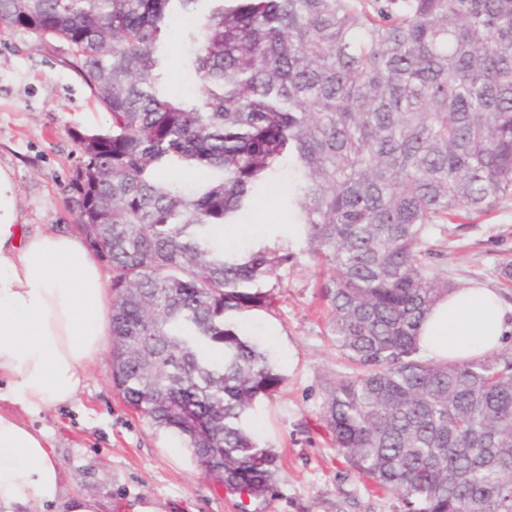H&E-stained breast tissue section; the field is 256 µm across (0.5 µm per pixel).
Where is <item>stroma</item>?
I'll return each mask as SVG.
<instances>
[{
	"label": "stroma",
	"instance_id": "1",
	"mask_svg": "<svg viewBox=\"0 0 512 512\" xmlns=\"http://www.w3.org/2000/svg\"><path fill=\"white\" fill-rule=\"evenodd\" d=\"M186 16L170 23L169 91L190 94L196 74L182 61L179 34ZM61 40L0 26V166L10 167L20 206L30 224L74 229L76 219L63 192L79 149L75 133L103 130L108 112L67 66ZM287 176L272 184L262 202L264 223L244 218L247 241L287 245L290 259L271 278L272 311L247 314L238 329L268 350L285 381L251 412L261 447L279 457L273 492L249 502L250 512H407L402 495L360 477L337 454L322 428L327 382L345 372L344 359L325 330L320 298L323 272L305 250L281 205ZM512 260V206L490 216L460 213L448 227L442 263L452 283H490L512 304V280L499 274ZM25 423L43 429L64 470L63 491L99 499L102 512H139L156 503L159 512H240L238 497L225 494L196 465L189 448L130 412L112 387V357L88 373L75 403L36 415Z\"/></svg>",
	"mask_w": 512,
	"mask_h": 512
}]
</instances>
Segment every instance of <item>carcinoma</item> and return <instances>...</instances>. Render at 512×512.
<instances>
[{
  "instance_id": "carcinoma-1",
  "label": "carcinoma",
  "mask_w": 512,
  "mask_h": 512,
  "mask_svg": "<svg viewBox=\"0 0 512 512\" xmlns=\"http://www.w3.org/2000/svg\"><path fill=\"white\" fill-rule=\"evenodd\" d=\"M175 14L197 18L187 98L166 91ZM0 24L65 42L112 118L76 136L64 191L111 273L126 407L226 493L273 490L249 418L284 376L234 318L271 309L263 286L290 255L218 232L286 166L347 364L322 407L337 453L409 512H512V352L442 363L417 344L456 289L436 264L447 225L512 202V0H0Z\"/></svg>"
}]
</instances>
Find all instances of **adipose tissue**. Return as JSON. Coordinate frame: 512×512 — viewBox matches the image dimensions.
<instances>
[{
  "mask_svg": "<svg viewBox=\"0 0 512 512\" xmlns=\"http://www.w3.org/2000/svg\"><path fill=\"white\" fill-rule=\"evenodd\" d=\"M512 333V305L477 282L440 298L418 344L436 361L480 359ZM109 292L85 240L50 224H27L13 172L0 166V512H99L88 494L63 496V469L44 432L11 414L74 403L108 349Z\"/></svg>",
  "mask_w": 512,
  "mask_h": 512,
  "instance_id": "adipose-tissue-1",
  "label": "adipose tissue"
}]
</instances>
